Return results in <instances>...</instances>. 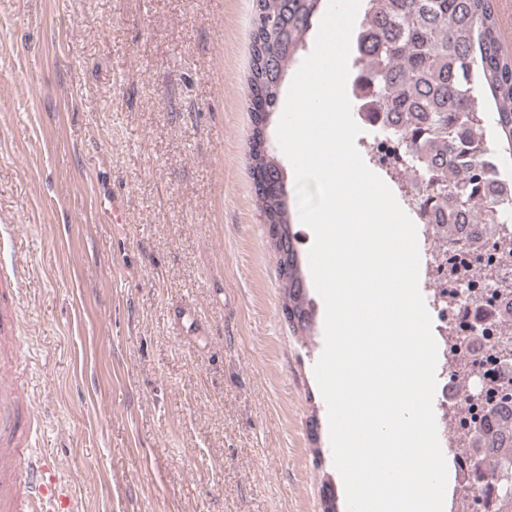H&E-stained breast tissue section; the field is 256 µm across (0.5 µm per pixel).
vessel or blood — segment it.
<instances>
[{"label": "vessel or blood", "instance_id": "1", "mask_svg": "<svg viewBox=\"0 0 512 512\" xmlns=\"http://www.w3.org/2000/svg\"><path fill=\"white\" fill-rule=\"evenodd\" d=\"M0 364V512H77L69 485L31 437L42 417Z\"/></svg>", "mask_w": 512, "mask_h": 512}]
</instances>
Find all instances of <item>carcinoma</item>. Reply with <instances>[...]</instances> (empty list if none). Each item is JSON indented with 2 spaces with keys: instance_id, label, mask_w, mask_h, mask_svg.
I'll use <instances>...</instances> for the list:
<instances>
[{
  "instance_id": "carcinoma-1",
  "label": "carcinoma",
  "mask_w": 512,
  "mask_h": 512,
  "mask_svg": "<svg viewBox=\"0 0 512 512\" xmlns=\"http://www.w3.org/2000/svg\"><path fill=\"white\" fill-rule=\"evenodd\" d=\"M323 0H261L267 24L252 33L248 90L250 104L274 112L290 68L305 50L308 31ZM356 37L353 91L371 119L387 123L417 158L435 205L450 213H470V246L488 238L484 211L498 200L479 196L485 182L480 162L470 156L472 134L491 118L502 151L512 149V57L501 50V32L491 0H363ZM251 165L269 182L280 179V160L252 129ZM260 211L287 227L280 249L288 253L283 310L293 332L311 328L308 285L302 274L298 232L284 188L257 195ZM504 394L489 406L467 438L484 448L495 467L512 459V376L502 378Z\"/></svg>"
}]
</instances>
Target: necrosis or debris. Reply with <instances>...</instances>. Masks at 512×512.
<instances>
[{
    "mask_svg": "<svg viewBox=\"0 0 512 512\" xmlns=\"http://www.w3.org/2000/svg\"><path fill=\"white\" fill-rule=\"evenodd\" d=\"M364 151L374 168L397 184L404 210L418 217L419 283L435 314L433 326L443 340L446 364L457 362V346L470 333L463 312L478 307L484 310L478 339L483 364L461 366L463 388L444 386L441 402L434 407L455 434H463L480 424L486 403L506 369L502 338L504 322L512 318V209L496 211L490 238L481 248L468 247L460 240L439 241L435 231L443 214L408 179V155L402 144L392 135L376 131Z\"/></svg>",
    "mask_w": 512,
    "mask_h": 512,
    "instance_id": "1",
    "label": "necrosis or debris"
}]
</instances>
